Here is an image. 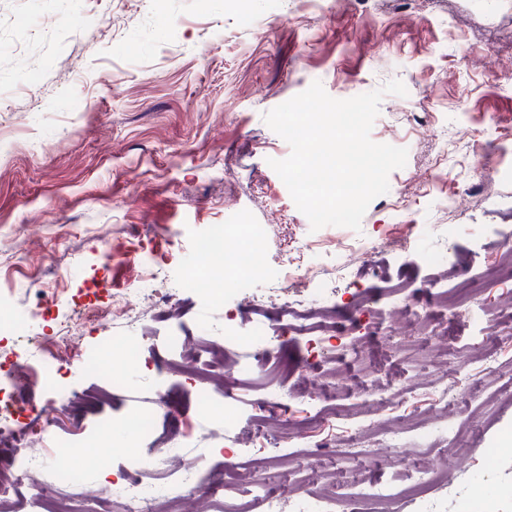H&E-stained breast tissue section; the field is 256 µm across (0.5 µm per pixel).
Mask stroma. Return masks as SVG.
Listing matches in <instances>:
<instances>
[{"label":"stroma","mask_w":512,"mask_h":512,"mask_svg":"<svg viewBox=\"0 0 512 512\" xmlns=\"http://www.w3.org/2000/svg\"><path fill=\"white\" fill-rule=\"evenodd\" d=\"M257 22L271 23L261 37L241 25L231 0H149L120 24L119 0H0V311L30 315L27 336L9 335L6 349L23 350L31 338L53 335L73 319L74 303L95 282L98 304L112 300L111 283L135 287L128 265L112 250L142 247L168 254L159 285L174 288L183 319L174 326L150 322L116 330L97 326L81 346L63 347L80 374L72 386L111 393L95 407L61 412L55 432L106 419L112 429L153 396L154 371L123 360L121 382L109 386L88 367L84 353L96 337L143 338L144 356H178L170 336L199 348L223 335L224 313L237 308L236 288L213 300L192 286L199 270L193 242L220 224L245 219L274 224L265 244L266 274L247 290L269 297L289 265L336 270V322L332 336H285L265 370L252 355L254 316L233 322L229 350L242 373L230 385L236 413L217 406L202 414L188 401L184 378L167 380L169 399L149 441L166 460L200 455L224 485L214 504L258 512L250 486L280 495L310 492L329 477L340 494L373 484L405 486L408 476L428 477L445 462L448 478L430 489L413 512H455L461 498L496 497L512 512V468L490 460L491 449L512 441V279L489 285L501 234L512 228V0H322L304 10L302 0H248ZM404 97L385 96L371 138L408 151L407 163L389 176V190L369 204L360 231L327 226L311 231L269 159L290 147L265 122L276 106L321 82L333 98L347 99L392 80ZM480 153L495 180L492 196L472 182L469 164ZM466 195L464 207L445 209V198ZM413 224L406 254L390 263L400 285L356 279L343 271L340 244L376 243ZM110 243L102 245L100 234ZM38 255L21 261V249ZM453 255L470 258L455 281V295L482 292L481 307L446 313L429 286L435 268ZM41 279L53 296L50 314L27 287ZM427 307L433 330L400 316L402 304ZM497 325L486 335L484 321ZM485 357L487 368L458 380L461 358ZM447 369H440V362ZM306 366L312 393L334 419L291 404L300 433L322 440L301 447L279 441L293 466L251 472L253 457L274 447L253 435L234 444L243 420L263 425L276 413L268 391L282 375ZM416 424L404 447L376 444L368 417ZM224 426V446L206 438L213 418ZM467 427L469 453L449 438L450 425ZM237 450L239 467L225 466ZM251 482H244V472Z\"/></svg>","instance_id":"1"}]
</instances>
